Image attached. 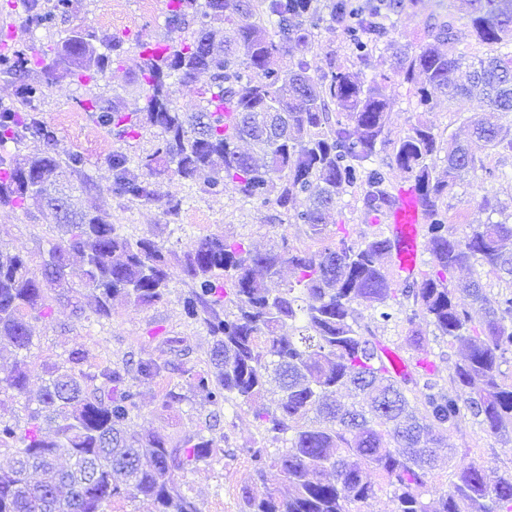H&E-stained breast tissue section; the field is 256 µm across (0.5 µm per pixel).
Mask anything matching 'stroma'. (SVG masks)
Here are the masks:
<instances>
[{
	"mask_svg": "<svg viewBox=\"0 0 512 512\" xmlns=\"http://www.w3.org/2000/svg\"><path fill=\"white\" fill-rule=\"evenodd\" d=\"M431 12L450 18L456 26L464 24L458 0H425L424 9H407L395 16L393 37L399 47L413 50L426 40L427 15ZM164 29V0H147L143 5L137 0H72L69 16L49 31L37 34L27 26L25 0H0V53L31 55L38 49L60 44L76 32L91 33L107 41L117 39L129 47L154 40ZM308 59L319 73L335 60L369 77L384 75L382 90L394 103L389 115V136L393 139L422 120L431 124L444 142H463L469 137L470 119L488 113L479 98L451 100L440 93L433 94L428 108L417 107L410 86L392 77L388 55L377 53L367 63L357 62L341 31L333 26H321ZM135 64V59L130 58L124 66L110 68L91 89L66 76L47 81L46 96L37 105L54 133L56 155L63 160L74 154L84 158L81 170H66L63 178L77 208L109 212L113 222L126 225L133 237L156 240L172 265L195 241L206 236H226L274 250L286 241L299 247L310 246L303 226L280 222L276 206L242 201L230 189L221 195L209 194L199 180L174 179L163 184V194L184 200L182 211L174 218L166 214L163 203L142 205L113 193L111 159L118 146L111 134L90 119L80 102L95 93L107 100L118 99L125 111L137 110L143 101L129 83ZM480 158V167L462 172L448 194L450 234L458 236L467 225L487 223L488 215L480 207L482 190H489L505 213H512V153L484 152ZM490 169L502 172V179L487 178ZM58 236L57 227L41 206L32 203L24 209L0 207V249L38 262L46 257ZM186 292V286L178 281L167 300L155 305L137 307L124 299H113L111 318L100 321L76 318L72 304L54 303L51 316L30 321L32 344L24 354L32 373L30 395L39 393L43 370L76 348L84 352L88 365L102 367L132 356L170 358L166 340L172 337L185 351V367L209 368L213 338L203 326L186 317ZM185 384V376L178 373L161 380L135 381L140 408L132 419L133 429L176 439L203 425L210 408L200 399L171 404L165 401L168 392L181 391ZM215 432L224 438L223 455L186 473V489L201 512H240L242 489L250 471L246 451L259 445L262 430L252 409L244 405L222 412ZM448 445L457 449L459 461L483 463L489 475L512 469V444H502L472 421H462L450 429Z\"/></svg>",
	"mask_w": 512,
	"mask_h": 512,
	"instance_id": "obj_1",
	"label": "stroma"
}]
</instances>
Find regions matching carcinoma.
Instances as JSON below:
<instances>
[{"instance_id": "obj_1", "label": "carcinoma", "mask_w": 512, "mask_h": 512, "mask_svg": "<svg viewBox=\"0 0 512 512\" xmlns=\"http://www.w3.org/2000/svg\"><path fill=\"white\" fill-rule=\"evenodd\" d=\"M413 2L165 0L163 37L135 44L133 83L143 107L124 112L100 97L84 99V110L118 142L157 131V144L134 166L122 148L112 152L116 195L151 204L161 199L163 180H194L206 171L205 192L222 194L230 186L244 199L273 204L288 223L303 225L324 245L300 249L285 238L272 252L218 236L197 241L182 262L191 281L183 306L215 339L214 370H184L187 393L167 397L201 398L212 407L210 422L177 440L130 431L139 393L129 375L154 380L179 366L148 355L84 371V352L73 350L45 371L24 425L0 420V451L13 457L8 469L0 468V512H106L115 499L139 497L151 500L155 512H200L181 475L214 460L218 442L206 432L215 429L225 405L254 401L272 378L283 396L254 412L265 444L246 449L251 470L242 512H361L360 505L381 491L388 512H512V472L491 483L483 467L457 465L458 450L448 447V429L465 419L512 443V376L501 370L512 361V252L504 250L512 224H470L464 235L452 236L444 205L461 172L475 167L477 152H512V140L474 122L472 144L448 148L440 177L433 159L441 138L431 125L418 121L391 141L393 103L376 78H361L334 61L313 75L308 60L326 22L340 28L360 62L391 52L393 73L413 87L422 108L433 90L450 98L477 90L493 110L512 113V0H465L464 30L431 15L430 41L409 52L395 46L393 17ZM69 9L70 0H28L30 31L53 28ZM218 23L224 24L220 45L211 33ZM466 36L487 45V56L451 53ZM443 44L450 52L441 51ZM127 53L120 41L112 42V55L99 53L80 33L43 69L95 82L109 64L123 65ZM288 53L294 61L285 68L280 58ZM31 63L24 53L0 55V73L20 80L17 102L0 104V205L40 202L63 234L38 269L29 258L0 250V345L16 352L30 348V318L51 313L54 301L72 300L67 268L73 255L84 261L82 286L100 318L111 315L117 296L136 306L165 300L171 282L155 240L129 238L105 211L70 219L67 200L52 194L63 166L36 108L46 84L27 79ZM199 73L209 74V84L183 111L170 79L188 84ZM269 109L279 113V125L262 127ZM22 134L42 149L22 158L11 154L7 144ZM244 142L251 150L241 149ZM388 145L396 167L413 182L431 252L427 268L401 280L388 269L397 239L382 230L354 237L344 224L330 234L325 224L351 189L366 221L381 225L397 195L389 170L375 160ZM300 196L309 205L296 210ZM285 265L293 280L273 294L256 270L276 275ZM471 266L506 287L492 293L479 276L455 280L457 270ZM459 293L482 311L480 320L458 304ZM363 302L372 308L367 317L357 308ZM367 318L408 325L404 345L415 353L413 370L397 376L388 368V346L364 323ZM419 318L461 351L446 385L422 365L445 353L429 348L416 328ZM286 326L295 334H281ZM30 378L19 359L0 376V393L23 397ZM47 418L55 423L51 434L42 426ZM62 453L71 460L67 468L56 464ZM444 456L449 489L432 502L429 480ZM272 468L288 481V496L257 485ZM34 473L40 478L31 479Z\"/></svg>"}]
</instances>
